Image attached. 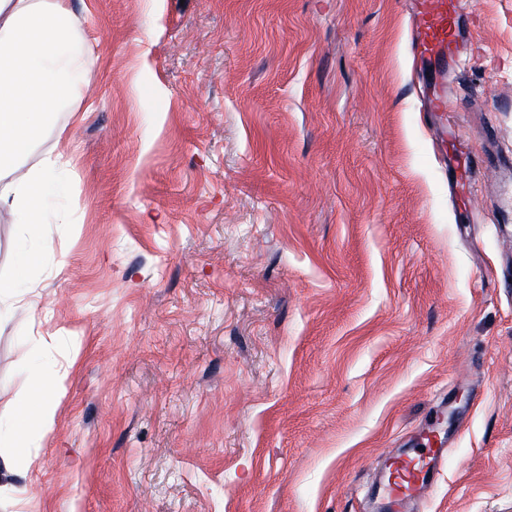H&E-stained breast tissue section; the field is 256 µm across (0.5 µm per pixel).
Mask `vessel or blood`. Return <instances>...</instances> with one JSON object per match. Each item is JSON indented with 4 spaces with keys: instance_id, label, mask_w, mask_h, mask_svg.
Segmentation results:
<instances>
[{
    "instance_id": "obj_1",
    "label": "vessel or blood",
    "mask_w": 512,
    "mask_h": 512,
    "mask_svg": "<svg viewBox=\"0 0 512 512\" xmlns=\"http://www.w3.org/2000/svg\"><path fill=\"white\" fill-rule=\"evenodd\" d=\"M411 28L414 57L426 64L431 79L444 77L455 61L462 33L458 0H415ZM444 458V448L430 441L394 456L382 487L389 506L399 512L408 501L432 486Z\"/></svg>"
}]
</instances>
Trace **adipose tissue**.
<instances>
[{
    "label": "adipose tissue",
    "instance_id": "ef3b65f1",
    "mask_svg": "<svg viewBox=\"0 0 512 512\" xmlns=\"http://www.w3.org/2000/svg\"><path fill=\"white\" fill-rule=\"evenodd\" d=\"M74 34L67 0H0V215L32 234L47 222L45 199L64 191L63 153L38 167L25 162L37 141L62 136L55 116L81 92L87 51L74 48ZM62 385V378H46L18 400L12 417L14 451L0 456V481L24 477L26 438L33 430L52 427Z\"/></svg>",
    "mask_w": 512,
    "mask_h": 512
}]
</instances>
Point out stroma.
Here are the masks:
<instances>
[{
	"label": "stroma",
	"instance_id": "stroma-1",
	"mask_svg": "<svg viewBox=\"0 0 512 512\" xmlns=\"http://www.w3.org/2000/svg\"><path fill=\"white\" fill-rule=\"evenodd\" d=\"M69 7L66 193L39 236L0 220L41 304L0 303L1 452L65 381L0 512H386V453L432 427L407 512H512V0H461L445 114L409 0ZM63 380V377L41 380L18 400L12 417L14 451L8 456L0 454V481L25 476L22 462L27 458L26 438L33 430H48L54 424L55 398Z\"/></svg>",
	"mask_w": 512,
	"mask_h": 512
}]
</instances>
